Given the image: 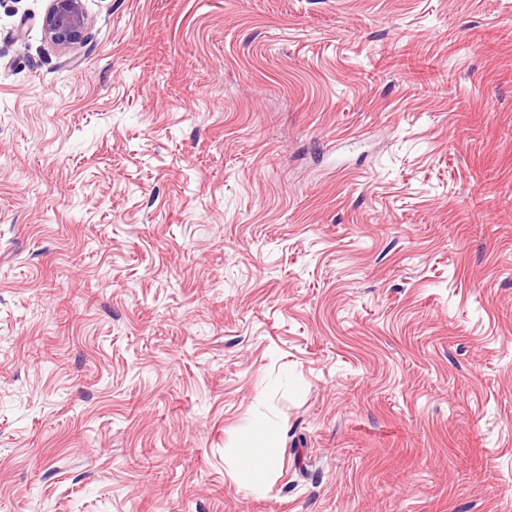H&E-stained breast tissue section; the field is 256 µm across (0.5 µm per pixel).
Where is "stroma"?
I'll list each match as a JSON object with an SVG mask.
<instances>
[{
  "label": "stroma",
  "mask_w": 512,
  "mask_h": 512,
  "mask_svg": "<svg viewBox=\"0 0 512 512\" xmlns=\"http://www.w3.org/2000/svg\"><path fill=\"white\" fill-rule=\"evenodd\" d=\"M46 5L0 0V512H512V0ZM43 17L46 40L60 50L81 44L88 28V14L83 0H47Z\"/></svg>",
  "instance_id": "1"
}]
</instances>
